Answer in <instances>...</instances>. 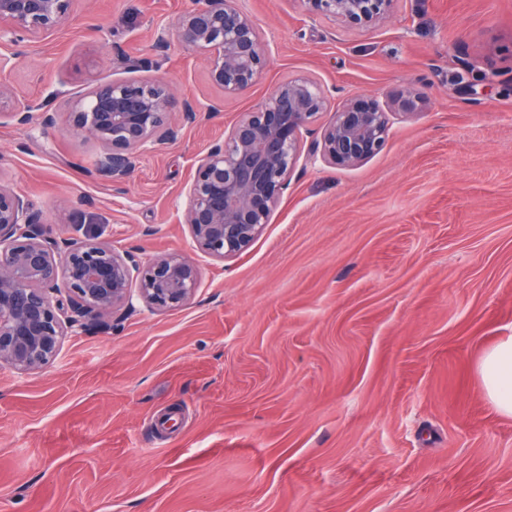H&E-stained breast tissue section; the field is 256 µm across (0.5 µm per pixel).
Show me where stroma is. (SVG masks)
Instances as JSON below:
<instances>
[{
    "label": "stroma",
    "mask_w": 512,
    "mask_h": 512,
    "mask_svg": "<svg viewBox=\"0 0 512 512\" xmlns=\"http://www.w3.org/2000/svg\"><path fill=\"white\" fill-rule=\"evenodd\" d=\"M236 5L270 49L238 96L176 35L194 0H77L0 75L23 103L121 79L224 101L201 124L172 112L177 139L119 182L66 119H0V183L47 236L178 252L202 273L180 309L140 303L64 336L39 370L0 367V512H512V417L476 370L512 334V0H396L363 29L301 0ZM117 47L154 67L127 69ZM299 73L328 98L306 143L351 97L412 88L424 102L359 166L299 161L263 234L203 257L181 222L193 165ZM479 75L477 95L460 92Z\"/></svg>",
    "instance_id": "obj_1"
}]
</instances>
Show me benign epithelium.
I'll list each match as a JSON object with an SVG mask.
<instances>
[{
    "label": "benign epithelium",
    "mask_w": 512,
    "mask_h": 512,
    "mask_svg": "<svg viewBox=\"0 0 512 512\" xmlns=\"http://www.w3.org/2000/svg\"><path fill=\"white\" fill-rule=\"evenodd\" d=\"M234 0H196L178 24L182 42L203 55L208 79L226 96L252 87L266 69L270 52L250 16ZM313 16L352 27H375L391 16L395 0H303ZM76 0H0V48L24 37L54 34L72 17ZM56 93L32 113L14 102L0 81V118L20 126L38 120L57 123ZM423 97L407 89L385 107L359 95L336 109L320 138L303 151L301 130L326 108L325 91L305 74L279 84L213 143L197 161L186 191L183 223L195 248L222 261L243 253L265 230L301 156L355 167L381 152L390 115L409 118ZM68 122L101 143L105 151L95 172L114 182L127 176L134 160L155 145L174 140V100L158 81L117 80L94 86L70 100ZM223 102L184 101L182 121L198 122L220 112ZM200 267L180 253L149 262L94 239H49L42 216L25 196L0 184V366L30 373L53 359L62 337L99 323L105 315L147 307L171 310L188 303L201 285ZM138 288H133V283Z\"/></svg>",
    "instance_id": "benign-epithelium-1"
}]
</instances>
